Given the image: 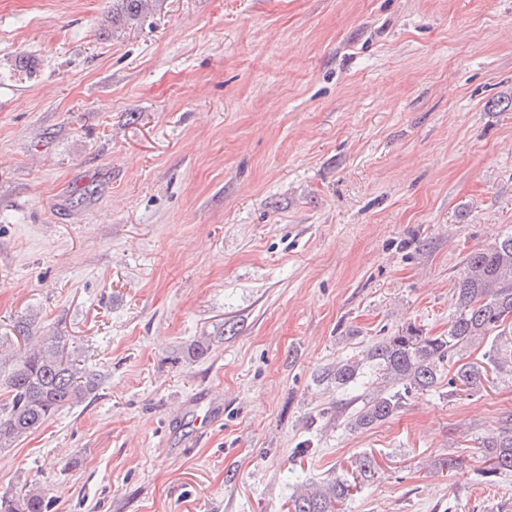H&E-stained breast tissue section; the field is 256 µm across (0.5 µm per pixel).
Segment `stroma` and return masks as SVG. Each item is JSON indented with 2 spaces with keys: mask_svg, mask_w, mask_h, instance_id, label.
Masks as SVG:
<instances>
[{
  "mask_svg": "<svg viewBox=\"0 0 512 512\" xmlns=\"http://www.w3.org/2000/svg\"><path fill=\"white\" fill-rule=\"evenodd\" d=\"M508 231L512 0H150L119 27L112 0H0V346L34 314L99 376L0 451V496L286 512L369 453L347 512H512L478 450L511 377L363 431L373 371L321 377L447 334L464 259Z\"/></svg>",
  "mask_w": 512,
  "mask_h": 512,
  "instance_id": "stroma-1",
  "label": "stroma"
}]
</instances>
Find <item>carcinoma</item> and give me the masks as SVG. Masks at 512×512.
I'll list each match as a JSON object with an SVG mask.
<instances>
[{
	"label": "carcinoma",
	"instance_id": "obj_1",
	"mask_svg": "<svg viewBox=\"0 0 512 512\" xmlns=\"http://www.w3.org/2000/svg\"><path fill=\"white\" fill-rule=\"evenodd\" d=\"M147 0H112V25L138 19ZM454 314L448 334L427 336L412 326L399 329L369 345L359 361L348 360L324 372V379L345 388L368 364L378 374L377 393L355 413L350 425L370 429L398 413L412 392L431 391L448 375V393L463 386L481 384L482 371L462 362V352L497 333L512 316V233L499 236L470 253L454 283ZM35 318L18 322L16 331L25 342L11 356L5 379L7 395L0 400V449L13 448L41 428L55 413L85 400L98 387L97 377L66 337L32 335ZM488 363L512 377V344H493ZM480 452L489 468L484 477L492 482L512 473V425L506 423L481 441ZM377 473L368 455L355 460L346 478L334 477L310 484L289 497L288 512H343L359 484L372 481ZM43 493L32 488L20 495L0 497V512H46Z\"/></svg>",
	"mask_w": 512,
	"mask_h": 512
}]
</instances>
